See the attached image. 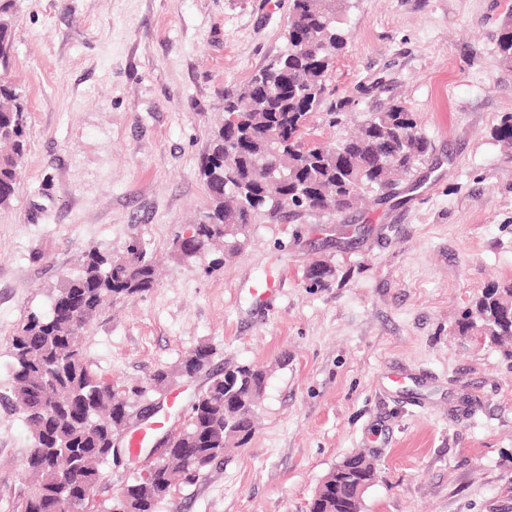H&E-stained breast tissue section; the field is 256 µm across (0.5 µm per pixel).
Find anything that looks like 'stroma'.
<instances>
[{
    "mask_svg": "<svg viewBox=\"0 0 512 512\" xmlns=\"http://www.w3.org/2000/svg\"><path fill=\"white\" fill-rule=\"evenodd\" d=\"M290 0H17L9 73L29 111L10 209L0 210V395L9 342L48 311L86 250L133 237L158 285L86 330L84 358L115 382L146 379L195 347L212 370L268 367L255 431L159 512H307L347 454L371 455L364 512H512V360L456 321L491 282L512 281V66L497 48L512 0H343L346 47L305 141L351 133L399 100L432 144L389 197L339 215L258 219L223 266L171 256L208 205L209 132L287 46ZM348 101L343 125L327 103ZM324 261L336 276L309 289ZM274 286L261 293L260 284ZM207 375L159 395L182 422ZM31 438L0 406V512L27 491Z\"/></svg>",
    "mask_w": 512,
    "mask_h": 512,
    "instance_id": "obj_1",
    "label": "stroma"
}]
</instances>
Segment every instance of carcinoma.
<instances>
[{
  "label": "carcinoma",
  "mask_w": 512,
  "mask_h": 512,
  "mask_svg": "<svg viewBox=\"0 0 512 512\" xmlns=\"http://www.w3.org/2000/svg\"><path fill=\"white\" fill-rule=\"evenodd\" d=\"M342 0H291L285 38L288 49L226 100L224 111L242 105L241 122L211 130L201 162L209 205L190 226L191 236L174 255L181 261L224 244L232 258L248 243L251 224L286 209L331 214L358 207L367 192H382L409 179L431 152V142L413 113L397 101L371 112L357 133L329 145L304 146L302 129L322 103L325 78L345 46L337 15ZM16 0H0V69L8 71ZM324 49L319 68L299 49L300 36ZM498 51L512 64V25L498 34ZM28 108L21 88L0 74V210L12 206L26 152ZM335 270L315 263L305 273L310 288L329 284ZM157 284V268L143 243L131 239L121 253L94 247L79 258L77 275L55 289L49 314H29L10 343L13 386L0 401L22 414L31 434L26 460L36 482L13 512H64L65 504L92 512L88 491L103 482L101 465L115 452L114 441L139 415L138 405L162 393L176 378L192 379L207 367L213 347L200 345L174 368H156L146 381L122 385L88 368L78 338L118 299L143 295ZM459 331H479L500 346L512 339V283L491 284L458 319ZM267 373L249 364H226L195 397L167 447L128 481L122 497L101 512H158L177 483L193 485L224 459L225 432L237 419L245 445ZM377 479L365 454L344 457L323 479L308 512H362L363 496Z\"/></svg>",
  "instance_id": "carcinoma-1"
}]
</instances>
